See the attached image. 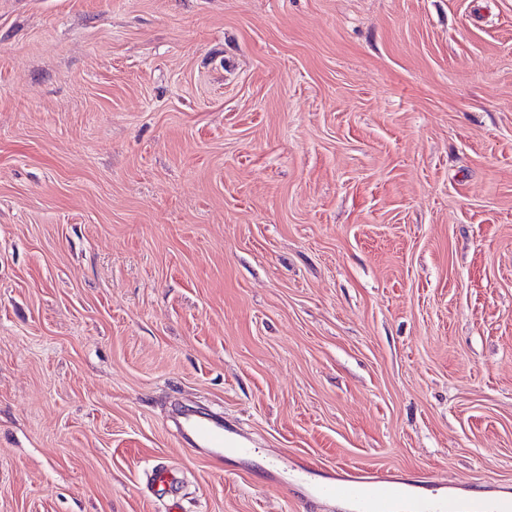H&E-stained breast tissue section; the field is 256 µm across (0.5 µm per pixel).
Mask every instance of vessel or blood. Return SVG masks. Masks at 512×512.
Instances as JSON below:
<instances>
[{
	"instance_id": "1",
	"label": "vessel or blood",
	"mask_w": 512,
	"mask_h": 512,
	"mask_svg": "<svg viewBox=\"0 0 512 512\" xmlns=\"http://www.w3.org/2000/svg\"><path fill=\"white\" fill-rule=\"evenodd\" d=\"M179 434L184 446L205 449L218 461L227 454L263 457L268 481L300 500L336 503L348 512H512L511 485L459 487L407 478L393 470L292 463L283 456H264L262 449L211 415H185Z\"/></svg>"
}]
</instances>
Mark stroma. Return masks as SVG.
Listing matches in <instances>:
<instances>
[{
    "mask_svg": "<svg viewBox=\"0 0 512 512\" xmlns=\"http://www.w3.org/2000/svg\"><path fill=\"white\" fill-rule=\"evenodd\" d=\"M182 409L512 483V0H0V512H332Z\"/></svg>",
    "mask_w": 512,
    "mask_h": 512,
    "instance_id": "stroma-1",
    "label": "stroma"
}]
</instances>
